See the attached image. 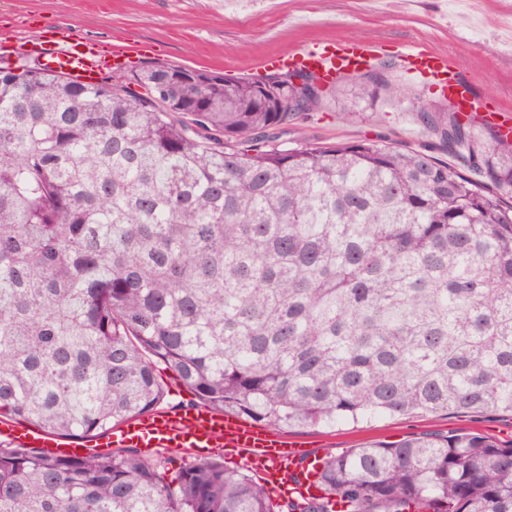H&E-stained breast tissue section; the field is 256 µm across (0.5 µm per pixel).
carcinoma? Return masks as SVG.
<instances>
[{
  "label": "carcinoma",
  "instance_id": "obj_1",
  "mask_svg": "<svg viewBox=\"0 0 512 512\" xmlns=\"http://www.w3.org/2000/svg\"><path fill=\"white\" fill-rule=\"evenodd\" d=\"M0 65V418L71 439L156 410L163 365L272 430L512 413V138L413 106L455 159L279 133L400 98L395 62L302 103L146 61L83 84ZM278 499L217 455L0 446V512H512V445L480 433L328 452Z\"/></svg>",
  "mask_w": 512,
  "mask_h": 512
}]
</instances>
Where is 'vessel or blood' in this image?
I'll return each instance as SVG.
<instances>
[{"label": "vessel or blood", "mask_w": 512, "mask_h": 512, "mask_svg": "<svg viewBox=\"0 0 512 512\" xmlns=\"http://www.w3.org/2000/svg\"><path fill=\"white\" fill-rule=\"evenodd\" d=\"M381 50L379 42L369 40L303 45L292 53L271 59L270 65L279 69L305 68L331 81L342 73L364 67L370 60L380 57ZM27 52L37 53L51 69L85 83L129 66L147 54L146 48L140 45L116 48L64 32L24 39L13 31L0 30V53ZM401 63L408 73L433 77L461 111L485 109V96L472 90L458 74L450 56L432 52L423 44H413L402 50ZM0 438L26 448H43L53 454L72 456L112 447L139 448L149 455L183 448L196 458L205 459L223 448L244 458L251 470L262 475L276 497L305 499L311 492L304 470L309 461L305 449L237 415L205 408L174 413L155 411L87 442L66 441L1 419Z\"/></svg>", "instance_id": "vessel-or-blood-1"}]
</instances>
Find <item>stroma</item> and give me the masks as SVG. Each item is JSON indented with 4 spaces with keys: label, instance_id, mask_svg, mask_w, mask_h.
Segmentation results:
<instances>
[{
    "label": "stroma",
    "instance_id": "obj_1",
    "mask_svg": "<svg viewBox=\"0 0 512 512\" xmlns=\"http://www.w3.org/2000/svg\"><path fill=\"white\" fill-rule=\"evenodd\" d=\"M512 15V0H482L478 18L460 0H416L406 13L390 12L382 0H0V21L23 36L66 29L105 44L130 38L154 48L153 60L196 70L263 77L261 63L306 42L375 40L387 54L423 42L451 55L476 88L512 107V48L502 43L499 20ZM401 102L340 118L335 105L289 128V146L385 137L402 148L420 149L432 139L416 123L415 103H435L431 81L397 70ZM477 431L512 444V415L427 413L364 420L333 428H293L310 455L342 453L377 442L448 431Z\"/></svg>",
    "mask_w": 512,
    "mask_h": 512
}]
</instances>
